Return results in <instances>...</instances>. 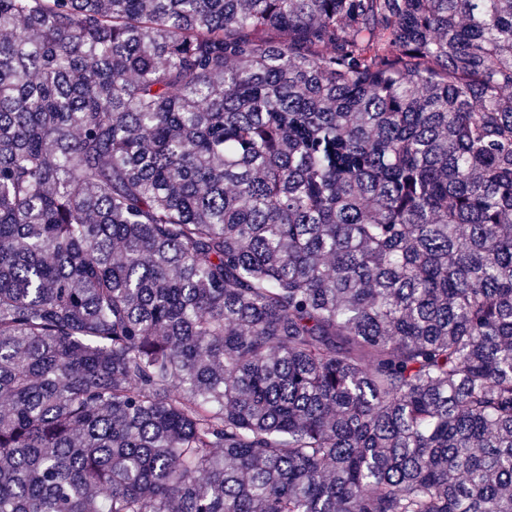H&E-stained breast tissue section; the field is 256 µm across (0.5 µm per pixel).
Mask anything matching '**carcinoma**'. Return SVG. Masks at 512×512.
I'll use <instances>...</instances> for the list:
<instances>
[{"mask_svg":"<svg viewBox=\"0 0 512 512\" xmlns=\"http://www.w3.org/2000/svg\"><path fill=\"white\" fill-rule=\"evenodd\" d=\"M0 512H512V0H0Z\"/></svg>","mask_w":512,"mask_h":512,"instance_id":"carcinoma-1","label":"carcinoma"}]
</instances>
